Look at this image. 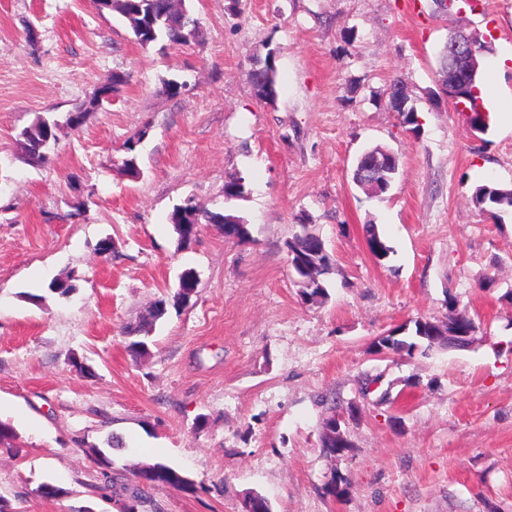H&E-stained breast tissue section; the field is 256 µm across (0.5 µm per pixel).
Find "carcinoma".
<instances>
[{"label": "carcinoma", "mask_w": 512, "mask_h": 512, "mask_svg": "<svg viewBox=\"0 0 512 512\" xmlns=\"http://www.w3.org/2000/svg\"><path fill=\"white\" fill-rule=\"evenodd\" d=\"M140 5L137 13L140 14L137 26H131L136 41L141 46L160 43L164 46L187 45L195 40L198 30L197 21L189 11L170 12L167 10L166 0H136ZM272 54H267L263 65L267 68L266 85L254 87L256 97L267 98L270 93L276 92V71L269 63ZM100 106L99 95H94L83 108L70 112L65 116V124L70 127L81 126L87 115ZM400 122L409 128L412 133L420 130L416 108L409 104L405 110L398 113ZM59 121L51 116H39L35 121L24 128L20 133V144L25 161L32 166H39L48 160L49 143L55 138V130ZM399 171V161H394L381 167L378 174L380 194L387 193ZM472 203L481 212H490L496 218L512 211V187L496 183L483 184L476 187L472 195ZM226 214L222 210L202 209L196 205L186 211L183 217L187 223L196 227L202 224H215L221 227L224 237L246 240L249 229L245 224H226ZM366 239L374 244V255L386 259L392 252L385 238L380 234L377 225L363 226ZM288 256L297 286L300 288L302 298L308 302H323L328 297L324 276L331 271L330 257L326 251L324 241L309 232L295 235L288 241ZM186 278L191 284L189 288H179L172 296V302L163 299L157 301L145 320L155 322L167 313V305L179 309L187 306L196 293L197 277L190 270ZM448 317L444 320L435 318H422L414 322V331L401 338L389 334L381 336L374 341V349L378 352L393 354H412L420 347L429 350L437 345L451 346L455 337L462 336L474 329V319L464 311L457 309V301L448 299ZM331 421L323 423L322 447L331 455H340L343 452L344 442L330 436ZM88 453L95 463L102 468L106 486L112 488L115 497L123 502V512H136L138 503L145 495V490L158 484L172 487H183L188 480L179 471L163 462L146 463L136 472L134 481L126 483L122 478L108 472L111 468L110 459L104 455L100 448L92 447ZM242 512H273L268 498L258 493H249L244 496Z\"/></svg>", "instance_id": "carcinoma-1"}]
</instances>
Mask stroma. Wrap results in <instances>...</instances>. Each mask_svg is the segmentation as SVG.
<instances>
[{"label":"stroma","instance_id":"35a3bbf8","mask_svg":"<svg viewBox=\"0 0 512 512\" xmlns=\"http://www.w3.org/2000/svg\"><path fill=\"white\" fill-rule=\"evenodd\" d=\"M187 3L199 36L169 48L138 45L92 0H0L8 512H122L91 447L124 479L156 458L190 482L150 489L139 512H241L249 491L273 512H512V214L498 220L471 202L481 184L512 185V124L474 132L435 76L459 29L487 37L485 60L512 56V0L460 13L430 0ZM268 56L271 102L250 80ZM117 72L127 83L114 101L61 126L44 165L23 161L22 128L76 111ZM169 79L179 94L166 92ZM394 79L419 133L386 104ZM132 139L136 180L119 166ZM377 145L399 158L380 197L353 180ZM237 177L246 197L225 200ZM189 198L237 212L249 239L205 226L181 244L171 217ZM370 223L392 248L381 263L366 249ZM305 230L332 258L317 304L301 298L288 261ZM189 269L190 304L168 309L150 356L134 361L124 328ZM58 279L69 296L50 292ZM452 297L477 317L469 347L375 351L378 337L445 318ZM338 413L350 446L334 457L321 435ZM120 438L128 447L113 450ZM334 478L342 495L324 489ZM45 483L61 496L40 497Z\"/></svg>","mask_w":512,"mask_h":512}]
</instances>
